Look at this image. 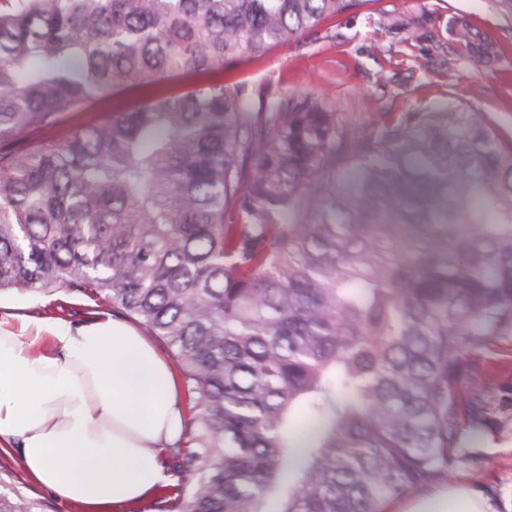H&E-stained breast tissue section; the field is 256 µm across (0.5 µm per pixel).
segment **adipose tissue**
Here are the masks:
<instances>
[{
    "label": "adipose tissue",
    "instance_id": "adipose-tissue-1",
    "mask_svg": "<svg viewBox=\"0 0 512 512\" xmlns=\"http://www.w3.org/2000/svg\"><path fill=\"white\" fill-rule=\"evenodd\" d=\"M182 385L149 336L103 313L89 323L0 315V447L82 512H116L169 484L162 454L185 433ZM68 464H61L59 455ZM400 512H499L451 485Z\"/></svg>",
    "mask_w": 512,
    "mask_h": 512
}]
</instances>
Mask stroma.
I'll return each mask as SVG.
<instances>
[{
  "label": "stroma",
  "instance_id": "stroma-1",
  "mask_svg": "<svg viewBox=\"0 0 512 512\" xmlns=\"http://www.w3.org/2000/svg\"><path fill=\"white\" fill-rule=\"evenodd\" d=\"M405 16L425 18L419 39L374 24L380 17L394 22ZM462 16L490 36L497 57L493 68L476 70L463 62L464 48L454 45L448 34L449 21ZM330 27L332 36L320 31L262 59L243 61L225 72V82L311 92L339 102L344 115L365 120L384 112H424L452 101L485 112L503 143H512V19L498 12L493 0H361ZM444 50L459 55L455 71L436 66V55ZM111 310V305L62 288L25 295L0 293V314L81 323ZM462 364L468 373L492 382L485 400L487 427L472 445L491 464L483 470L459 466L453 480L503 503L512 497V335L494 337L483 351L464 355ZM20 499L31 503L34 512H78L37 487L24 473L16 450L0 449V501Z\"/></svg>",
  "mask_w": 512,
  "mask_h": 512
}]
</instances>
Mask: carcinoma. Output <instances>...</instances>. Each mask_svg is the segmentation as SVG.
I'll use <instances>...</instances> for the list:
<instances>
[{
  "mask_svg": "<svg viewBox=\"0 0 512 512\" xmlns=\"http://www.w3.org/2000/svg\"><path fill=\"white\" fill-rule=\"evenodd\" d=\"M354 6L0 0V290L97 298L172 350L175 512H383L478 460L490 381L461 359L512 333V147L451 102L365 123L217 77ZM140 99L133 93H119L105 102L100 110L103 112H87L72 116L65 126L59 131L60 134H67L73 129L88 123L98 122L112 112L125 111L133 106Z\"/></svg>",
  "mask_w": 512,
  "mask_h": 512,
  "instance_id": "carcinoma-1",
  "label": "carcinoma"
}]
</instances>
